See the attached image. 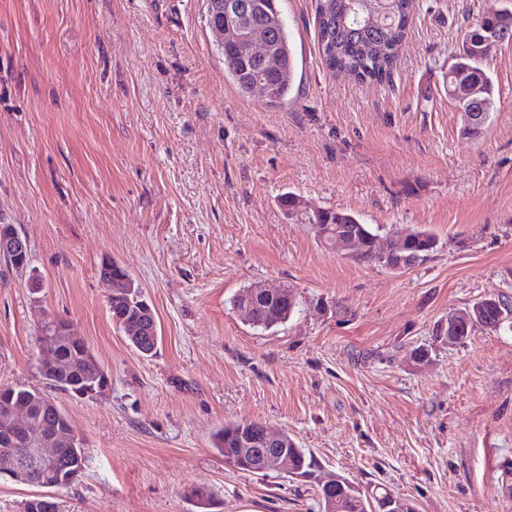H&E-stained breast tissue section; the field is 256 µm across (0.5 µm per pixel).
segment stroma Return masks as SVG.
<instances>
[{
  "label": "stroma",
  "instance_id": "35a3bbf8",
  "mask_svg": "<svg viewBox=\"0 0 512 512\" xmlns=\"http://www.w3.org/2000/svg\"><path fill=\"white\" fill-rule=\"evenodd\" d=\"M494 2L416 0L377 84L327 70L315 0H279L297 74L272 107L228 78L204 0H0V224L32 268L0 260V385L42 387L49 318L110 379L53 394L85 451L81 480L52 492L60 512H196L197 487L215 512H317L316 480L225 463L213 432L253 422L318 477L416 512H512V329L437 335L449 309L512 298V43L484 59L498 110L479 135L443 87ZM287 192L438 247L400 272L344 258ZM109 261L156 312L152 356L109 314ZM253 285L291 290L299 314L251 328L229 301ZM14 234L7 237L6 234ZM14 225L12 224H0V255H8V256H23V258L27 259L30 256L29 245L27 239L22 237ZM21 258H4V260L14 269L27 272L28 268H30V262L25 261Z\"/></svg>",
  "mask_w": 512,
  "mask_h": 512
}]
</instances>
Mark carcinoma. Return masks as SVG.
I'll use <instances>...</instances> for the list:
<instances>
[{"mask_svg": "<svg viewBox=\"0 0 512 512\" xmlns=\"http://www.w3.org/2000/svg\"><path fill=\"white\" fill-rule=\"evenodd\" d=\"M249 9L235 18L225 19L221 14L222 0H205L207 25L215 35L224 54V69L238 93L249 99H259L270 106L279 107L288 102V95L295 80V52L288 36V29L281 16L278 0H245ZM359 0H316L315 20L318 45L327 67L340 72L344 69L359 70L361 74L382 82L390 78L396 65L414 0H383L381 11L369 26L352 24V15ZM263 27L269 34L268 58L244 56L233 40L240 29ZM498 34L512 42V9L491 7L486 10L476 27L467 34L462 54L448 67L445 83L448 98L455 103L463 118L479 110L484 113L483 123L471 127L464 124L462 131L475 136L497 111L495 87L492 77L481 67L485 54L481 46L488 34ZM288 215L308 224L320 243L337 253L356 261L374 262L388 266L391 250L397 240L382 231L381 227L364 224L354 214L320 209L309 211L302 207L298 196L290 193L282 200ZM338 224H358L363 235L364 248L351 246L340 248L333 241L331 232ZM413 246L422 256L435 251L438 246L434 234L417 230L409 235ZM123 277L127 282L112 289L108 297L112 319L120 326H129L145 316L144 298L137 287H131L134 279L126 268L110 269L104 264L100 278ZM297 312L299 302L293 293L283 289L282 293L257 303L253 311L252 327L269 330L286 324ZM159 336L149 332L129 341L142 354L153 353ZM52 350L64 358L65 371L57 374L56 367L46 361L41 365V376L45 383L71 395L79 390H92L101 395L109 385L107 372L84 341L59 338L51 342ZM13 408H23L32 418V427L37 431L52 433L64 429L70 419L68 414L38 388L25 386L0 387V451H7L15 444L11 441L6 425V416ZM241 424H226L214 434V446L224 456V462L237 469L252 472V467L241 463L243 449L239 443ZM288 455L292 459V475L310 478L316 474L317 465L312 456L296 446L290 437H285ZM85 468L82 444L75 448H61L56 463L50 468L32 469L28 474V485L40 488H63L74 484L79 475L76 471ZM390 496L388 491L371 490L360 492L345 478L337 477L336 490L332 493L320 489L318 512H380L379 499Z\"/></svg>", "mask_w": 512, "mask_h": 512, "instance_id": "obj_1", "label": "carcinoma"}]
</instances>
